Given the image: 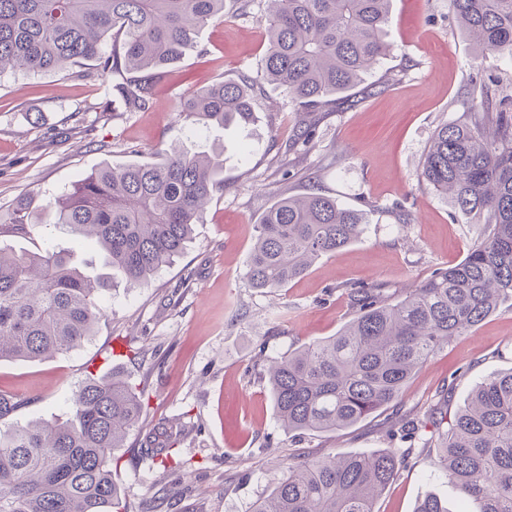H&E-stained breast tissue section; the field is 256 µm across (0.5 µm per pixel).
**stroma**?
Here are the masks:
<instances>
[{
	"mask_svg": "<svg viewBox=\"0 0 512 512\" xmlns=\"http://www.w3.org/2000/svg\"><path fill=\"white\" fill-rule=\"evenodd\" d=\"M226 11L172 65L146 112L105 111L109 81L96 71L79 79L0 73V220L23 204L32 224L26 235L0 233L5 252L69 250L85 273L104 272L99 249L47 222L49 201L104 167L153 162L175 146L224 158V189L184 253L144 287L116 281L80 348L0 362V392L25 401L0 426L66 420L82 382L118 371L144 405L141 426L113 453L126 512H142L158 495V512H251L289 463L384 448L404 461L376 512H414L430 494L448 512H478L434 465V421L453 419L476 385L512 370V300L436 352L387 407L335 432H283L260 371L265 359L335 335L355 314L353 288L374 285L395 302L465 258L481 227L421 180V164L441 125L470 122L483 103L512 98V60L483 54L449 0H392V50L348 102L305 112L265 84L251 125L194 135L179 115L186 94L256 73L266 52L264 0H253L246 16L232 2ZM308 192L360 210L364 233L287 287H250L245 272L261 217L280 197ZM165 420L188 430L176 445V478L141 451L146 428Z\"/></svg>",
	"mask_w": 512,
	"mask_h": 512,
	"instance_id": "stroma-1",
	"label": "stroma"
}]
</instances>
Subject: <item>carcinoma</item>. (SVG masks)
<instances>
[{"label": "carcinoma", "mask_w": 512, "mask_h": 512, "mask_svg": "<svg viewBox=\"0 0 512 512\" xmlns=\"http://www.w3.org/2000/svg\"><path fill=\"white\" fill-rule=\"evenodd\" d=\"M267 49L254 75L187 96L192 132L254 112L255 89L272 84L302 108L345 98L391 51V0H264ZM226 0H0V73H41L97 62L125 112L154 107L164 69L194 48L202 27L224 19ZM462 32L481 51L512 59V0H450ZM112 53L101 54L106 35ZM220 156L174 150L159 161L106 167L47 206L104 251L110 272L85 274L55 249L0 251V362L68 353L95 332L114 275L140 287L181 255L193 224L224 190ZM421 178L483 228L460 263L434 272L391 303L353 292L356 315L336 335L306 343L264 368L277 419L288 433L352 426L391 403L437 349L466 336L512 300V105L432 137ZM361 213L318 193L282 197L257 225L246 276L255 288H284L313 262L359 239ZM25 405L0 393V420ZM143 403L120 375L90 378L70 397V417L0 429V512H113L120 492L112 454L139 426ZM146 454L171 471L173 431L145 438ZM394 450L288 464L286 476L251 512H376L401 465ZM437 468L480 512H512V370L475 387L441 435ZM414 512H448L435 496Z\"/></svg>", "instance_id": "cac0c4a2"}]
</instances>
